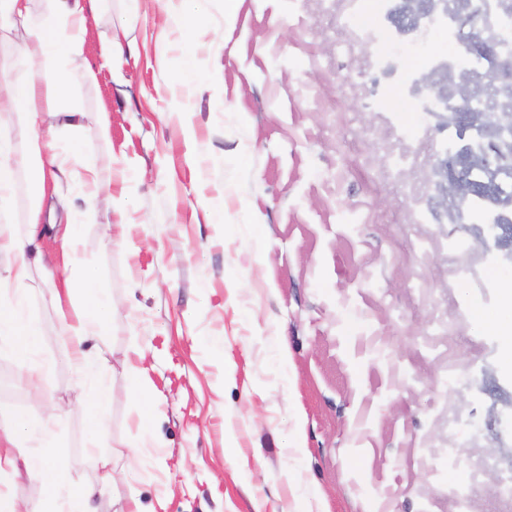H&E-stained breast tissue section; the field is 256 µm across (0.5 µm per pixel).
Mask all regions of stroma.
Segmentation results:
<instances>
[{"label":"stroma","mask_w":512,"mask_h":512,"mask_svg":"<svg viewBox=\"0 0 512 512\" xmlns=\"http://www.w3.org/2000/svg\"><path fill=\"white\" fill-rule=\"evenodd\" d=\"M120 26L135 56L115 74L99 46ZM335 26L318 0H97L88 12L96 77L76 89L83 139L59 192L74 196L90 163L112 186L78 210L72 260L110 293L105 335L85 348L105 359L111 400L90 436L69 406L78 378L51 300L64 270L43 224L41 388L21 356H0L1 422L58 406L48 471L10 481L21 512H46L63 480L94 488L96 512L132 499L142 512H457L463 487L468 512H512V378L474 318L497 307L491 274L512 279V223L492 239L449 223L432 172L447 169L449 123L470 113L362 111L370 69L337 52ZM191 58L201 80L189 86ZM34 204L17 172L0 220L26 236ZM145 429L157 447H142ZM93 446L135 459L133 472L102 485Z\"/></svg>","instance_id":"stroma-1"}]
</instances>
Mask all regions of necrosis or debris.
<instances>
[{"label":"necrosis or debris","mask_w":512,"mask_h":512,"mask_svg":"<svg viewBox=\"0 0 512 512\" xmlns=\"http://www.w3.org/2000/svg\"><path fill=\"white\" fill-rule=\"evenodd\" d=\"M427 14L411 20L400 17L401 0H324L346 36V49L369 47L374 55V76L363 103L368 112L401 111L410 103L417 112L462 111L458 94H437L435 84L442 73L460 74L478 83V93L488 114H512V0H435ZM382 15L387 27L356 29L352 18L364 10ZM478 21L470 29L469 21ZM443 36L447 54L431 52L435 36ZM494 75L484 85L483 75ZM448 145L477 156L468 177L475 182H491L497 187L505 208L497 212L498 223H512V157L502 158L505 146L512 145V125L488 132L481 122L462 128L448 127Z\"/></svg>","instance_id":"1"}]
</instances>
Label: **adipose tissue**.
<instances>
[{
    "instance_id": "obj_1",
    "label": "adipose tissue",
    "mask_w": 512,
    "mask_h": 512,
    "mask_svg": "<svg viewBox=\"0 0 512 512\" xmlns=\"http://www.w3.org/2000/svg\"><path fill=\"white\" fill-rule=\"evenodd\" d=\"M96 0H49L48 9L39 20L31 18V0H0V11L26 31L21 54L28 69L19 74L0 72V112H19L25 117L30 149L18 151L10 134L0 131V208L9 204L18 169L29 168L38 197L54 194L60 173L69 160V150L81 141V114L70 106L69 64L86 34V7ZM45 69H37L39 61ZM40 211H33L26 239H18L12 230L0 225V253H11L15 261L7 276L0 277V292L8 291L12 300L0 305V352L24 349L29 365L27 381L39 387L45 363L41 358V327L27 313V285L38 260L31 248L37 238ZM52 300L76 341L68 362L77 373L94 375V367L83 343L95 335L111 309L110 298L101 287L97 274L81 268L66 275L52 290ZM480 320L501 342L502 367L512 374V281L499 290L495 311L478 310ZM37 430L44 439L53 435L52 420L30 425L25 417L0 429V473L25 469L33 476L43 475L47 466L42 455L23 450L21 436Z\"/></svg>"
}]
</instances>
